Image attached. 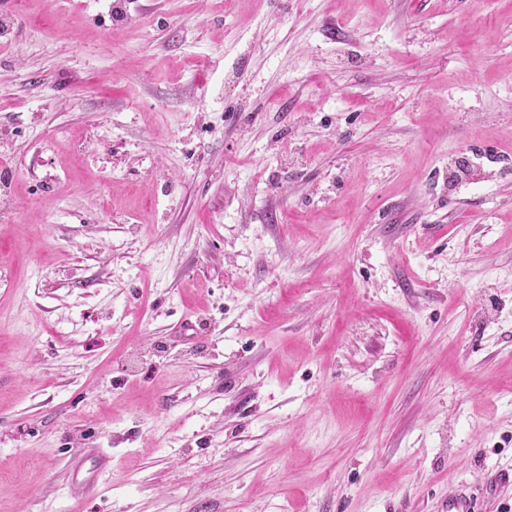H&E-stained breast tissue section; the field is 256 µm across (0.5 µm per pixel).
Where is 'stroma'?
<instances>
[{
	"instance_id": "obj_1",
	"label": "stroma",
	"mask_w": 512,
	"mask_h": 512,
	"mask_svg": "<svg viewBox=\"0 0 512 512\" xmlns=\"http://www.w3.org/2000/svg\"><path fill=\"white\" fill-rule=\"evenodd\" d=\"M502 469L512 0H0V512H512ZM112 465V455L105 448H77L66 471L64 489L74 500L95 496L104 474Z\"/></svg>"
}]
</instances>
